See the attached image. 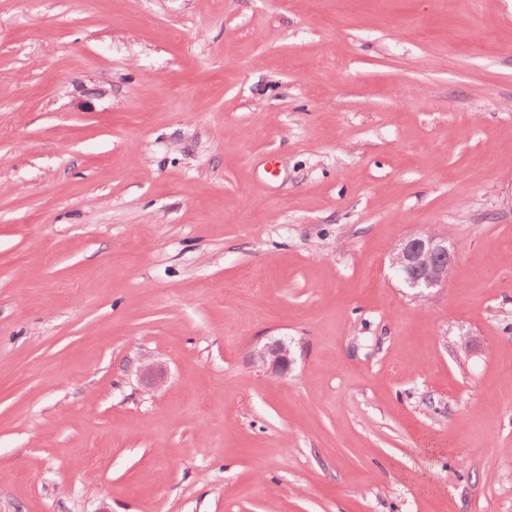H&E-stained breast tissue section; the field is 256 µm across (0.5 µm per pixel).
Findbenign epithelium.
Wrapping results in <instances>:
<instances>
[{
	"instance_id": "benign-epithelium-1",
	"label": "benign epithelium",
	"mask_w": 512,
	"mask_h": 512,
	"mask_svg": "<svg viewBox=\"0 0 512 512\" xmlns=\"http://www.w3.org/2000/svg\"><path fill=\"white\" fill-rule=\"evenodd\" d=\"M391 267L405 273L406 287L422 297L448 283V276L456 264V253L448 246V237L419 229L400 238L391 256ZM252 360L276 375L290 369L291 350L287 342L274 340L254 350Z\"/></svg>"
}]
</instances>
